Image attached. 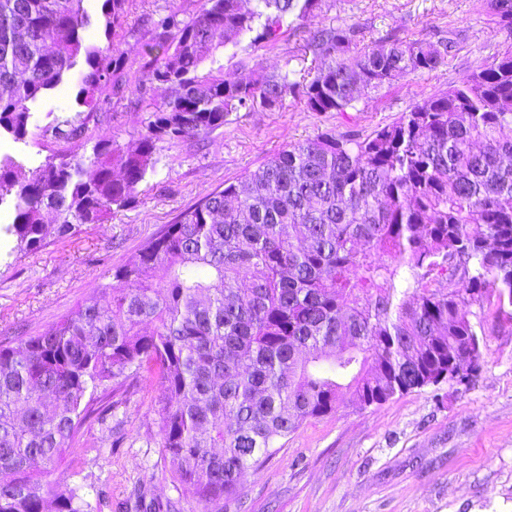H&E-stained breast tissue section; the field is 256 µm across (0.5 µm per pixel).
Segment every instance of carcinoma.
Listing matches in <instances>:
<instances>
[{
	"label": "carcinoma",
	"instance_id": "cac0c4a2",
	"mask_svg": "<svg viewBox=\"0 0 512 512\" xmlns=\"http://www.w3.org/2000/svg\"><path fill=\"white\" fill-rule=\"evenodd\" d=\"M84 0H0V132L26 138L31 104L76 66V103L119 92L126 52L88 45ZM489 13L512 31V0ZM127 0H102L105 31ZM318 0H203L193 16H158L139 58L164 88L146 131L125 148L104 134L74 142L21 178L0 159V225L11 252H33L79 224L130 206L158 163L157 145L207 136L233 112L287 97L345 112L362 91L447 64L453 42L395 40L354 53L350 26L304 31L317 67L295 81L213 67L254 34L276 45L289 17ZM385 250L391 261L374 258ZM104 292L42 334L0 341V512H83L56 478L96 411L145 371L157 374L159 448L204 512L237 501L246 471L308 419L340 405H382L479 368L468 306L512 308V53L366 136L322 133L163 225Z\"/></svg>",
	"mask_w": 512,
	"mask_h": 512
}]
</instances>
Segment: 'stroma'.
<instances>
[{"label": "stroma", "instance_id": "1", "mask_svg": "<svg viewBox=\"0 0 512 512\" xmlns=\"http://www.w3.org/2000/svg\"><path fill=\"white\" fill-rule=\"evenodd\" d=\"M93 18L83 37L137 56L151 36L150 20L171 8L192 14L201 0H128L121 29L105 34L101 0H84ZM353 26L358 49L392 40H453L446 66L405 75L363 94L353 109L311 112L297 98L280 108L230 114L212 134L160 144L154 172L138 187L132 206L102 224L76 226L34 253L0 255V339L24 330L45 332L77 303L102 300L104 285L162 225L205 193L243 179L288 146L319 134H370L423 99L461 84L473 72L512 52V32L484 0H320L309 28ZM269 72L306 76L313 56L298 31L272 47L243 38L218 64L234 71L235 58ZM131 66L126 88L105 90L80 137L92 148L101 134L134 144L160 100ZM73 82L48 92L32 107L25 141L0 137V155L31 171L48 156L67 152L66 141L46 135L51 118L74 116ZM470 320L483 342L481 368L469 385L425 387L383 404L340 407L308 420L284 448L250 468L237 505L228 512H512V318L472 304ZM155 379L140 378L113 398L105 418H90L57 473L87 502L88 512H141L139 500L171 502L176 512H200L173 480L158 448Z\"/></svg>", "mask_w": 512, "mask_h": 512}]
</instances>
